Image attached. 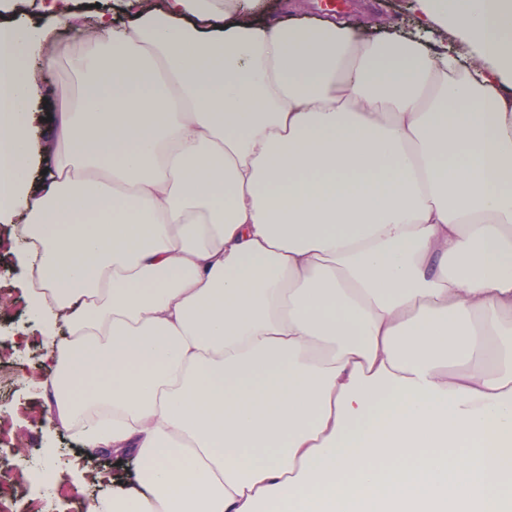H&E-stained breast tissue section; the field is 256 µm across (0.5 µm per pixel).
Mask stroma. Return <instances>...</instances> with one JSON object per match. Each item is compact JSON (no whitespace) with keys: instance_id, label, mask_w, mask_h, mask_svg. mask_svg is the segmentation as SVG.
Listing matches in <instances>:
<instances>
[{"instance_id":"stroma-1","label":"stroma","mask_w":512,"mask_h":512,"mask_svg":"<svg viewBox=\"0 0 512 512\" xmlns=\"http://www.w3.org/2000/svg\"><path fill=\"white\" fill-rule=\"evenodd\" d=\"M345 16L369 17L402 29L410 28L413 18L407 0H345L340 8ZM42 105L37 124L43 133H50L49 117L56 92L73 85L82 92L72 73L66 55H58L54 69L39 75ZM13 235V227L0 223V288L10 303L9 314L0 317V365L7 366L11 382L0 385V403L24 406L25 414L13 417L12 443L0 447V457L9 458L11 465L0 470V481H21L25 502L45 500L55 512H85L90 498L111 495L110 483L98 481L96 474H128L133 462L103 466L88 457L52 419L49 400L44 391L48 370L43 364L40 337L27 313L26 272L15 252L5 243Z\"/></svg>"}]
</instances>
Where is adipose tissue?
I'll list each match as a JSON object with an SVG mask.
<instances>
[{
	"mask_svg": "<svg viewBox=\"0 0 512 512\" xmlns=\"http://www.w3.org/2000/svg\"><path fill=\"white\" fill-rule=\"evenodd\" d=\"M128 9L41 140L29 62L72 18L0 0V215L57 423L138 463L112 512H512V0L365 39Z\"/></svg>",
	"mask_w": 512,
	"mask_h": 512,
	"instance_id": "obj_1",
	"label": "adipose tissue"
}]
</instances>
